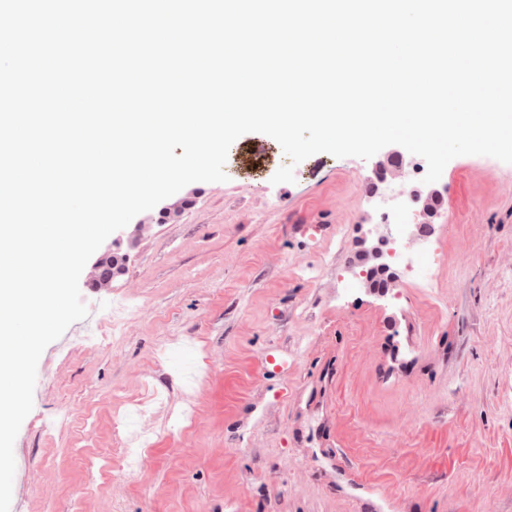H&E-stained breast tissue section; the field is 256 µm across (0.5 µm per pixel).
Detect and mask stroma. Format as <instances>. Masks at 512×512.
<instances>
[{
    "instance_id": "35a3bbf8",
    "label": "stroma",
    "mask_w": 512,
    "mask_h": 512,
    "mask_svg": "<svg viewBox=\"0 0 512 512\" xmlns=\"http://www.w3.org/2000/svg\"><path fill=\"white\" fill-rule=\"evenodd\" d=\"M287 162L244 134L227 181L111 234L128 270L80 279L81 299L104 322L108 298L134 308L122 341L42 353L14 443L21 512H372L382 496L391 512H512V164L452 159L430 283L401 272L381 295L361 261L392 235L363 184L371 161L319 153L273 183ZM327 217V235L296 230ZM139 411L129 475L115 438Z\"/></svg>"
}]
</instances>
